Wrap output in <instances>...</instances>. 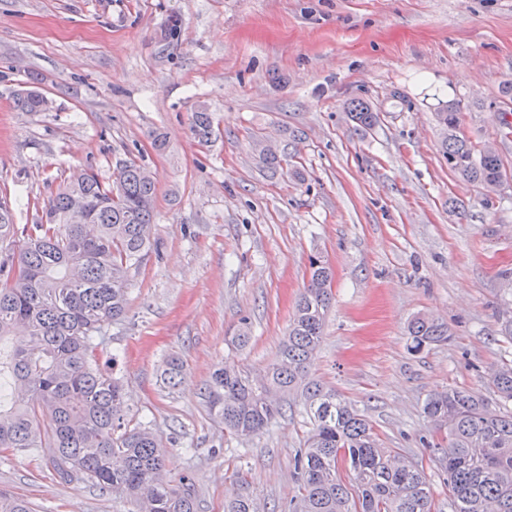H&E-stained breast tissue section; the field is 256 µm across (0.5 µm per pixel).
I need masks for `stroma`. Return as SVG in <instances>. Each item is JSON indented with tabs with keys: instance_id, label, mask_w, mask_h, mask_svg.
<instances>
[{
	"instance_id": "1",
	"label": "stroma",
	"mask_w": 512,
	"mask_h": 512,
	"mask_svg": "<svg viewBox=\"0 0 512 512\" xmlns=\"http://www.w3.org/2000/svg\"><path fill=\"white\" fill-rule=\"evenodd\" d=\"M34 78L53 101L35 116L12 103ZM509 78L512 0H0V197L13 223H37L34 200L72 169L107 178L133 159L156 174L159 252L131 267L126 316L97 358L157 434L169 478L190 479L198 512L241 494L286 512L298 493L300 400L244 445L200 392L222 362L257 374L275 361L317 252L334 300L310 375L424 468L446 512L445 475L418 442L433 432L426 396L459 387L512 410L487 375L512 359L498 320L512 306L500 278L512 270ZM354 97L379 112L372 130L349 122ZM202 103L220 129L206 145L191 132ZM450 103L462 136L499 149L508 181L494 199L442 156L436 113ZM292 130L300 180L258 163ZM419 313L447 324L448 342L411 351ZM173 356L185 374L171 389ZM0 490L36 512L130 509L92 483L60 484L30 452L0 458Z\"/></svg>"
}]
</instances>
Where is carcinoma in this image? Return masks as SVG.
Masks as SVG:
<instances>
[{
    "instance_id": "obj_1",
    "label": "carcinoma",
    "mask_w": 512,
    "mask_h": 512,
    "mask_svg": "<svg viewBox=\"0 0 512 512\" xmlns=\"http://www.w3.org/2000/svg\"><path fill=\"white\" fill-rule=\"evenodd\" d=\"M21 112H47L37 89L13 97ZM346 111L355 127L379 121L370 101L354 98ZM448 167L482 187L505 181L492 144L475 146L460 135L454 103L436 113ZM202 141L213 134L207 107L193 116ZM298 134L280 150L260 151L275 173L294 157ZM156 177L121 161L112 179L74 170L43 202L41 221L12 223L0 200V457L34 449L60 482L85 480L130 503L134 512H197L186 480L171 483L156 434L129 425L120 381L96 360L104 326L127 310L128 272L154 246ZM333 271L319 254L309 258V280L298 297L278 359L254 378L226 362L212 374L201 399L224 430L240 440L262 433L282 413V400L301 398L311 429L296 460L299 494L289 512H435L423 468L383 447L370 421L352 404L310 378L332 300ZM410 348L448 341V327L427 314L408 324ZM501 400L512 401V360L489 370ZM422 412L446 444L422 440L440 454L450 512H512V412L503 413L465 390L430 394ZM346 464L340 473L338 464ZM0 512H33L31 503L0 491ZM224 512H259L242 496Z\"/></svg>"
}]
</instances>
